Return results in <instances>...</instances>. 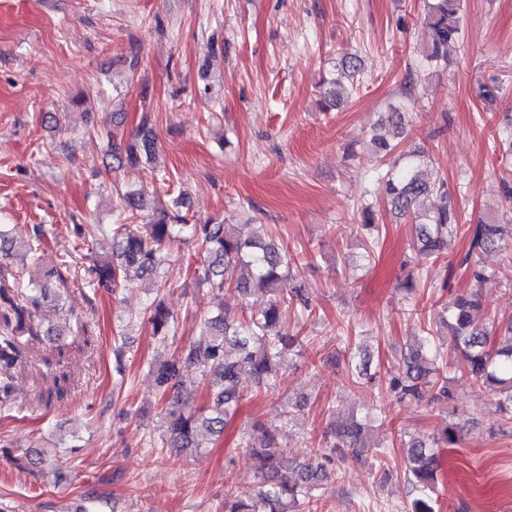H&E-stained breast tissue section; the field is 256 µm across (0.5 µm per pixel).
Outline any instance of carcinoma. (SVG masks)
Listing matches in <instances>:
<instances>
[{"mask_svg": "<svg viewBox=\"0 0 512 512\" xmlns=\"http://www.w3.org/2000/svg\"><path fill=\"white\" fill-rule=\"evenodd\" d=\"M462 0H429L423 22L430 39L423 50L427 67L448 61V46L462 36L459 12ZM403 104L392 106L381 128L370 138L378 157L390 153L395 145L383 133L389 129L397 134L404 121ZM103 138L113 143L112 160L121 167L125 163L152 166L157 153L156 136L150 119L143 116L134 140L121 146L115 143L118 132L106 129ZM431 164L430 156L412 153L403 162L387 170L386 204L397 216H408L416 224L413 248L419 253L440 258L448 243L458 235L461 225L454 209L448 204V183L423 177V169ZM125 207L134 212L148 205L146 190L123 194ZM361 227L370 239L365 249L371 251L380 233L375 222L374 207H361ZM76 237L88 242L99 236L112 235V260H94L88 273L100 285L114 292L126 286L135 276L156 274L168 266L169 245L180 241L193 245L202 255L198 279L216 292L235 285L240 293L251 299L255 292L270 298L250 304L249 317L237 325L219 314L204 321L198 335L177 350L173 358L157 367L156 380L162 393L174 386L179 367L190 365L200 369L203 376L213 377L209 391V412L198 415L188 411L180 392L166 398L165 416L169 430L164 444L169 448L191 451L200 448L202 433L219 436L224 424L236 410L240 394L239 375L247 371L259 386L267 387L277 376L285 353L299 344L298 333L284 326L285 310L311 311V297L305 285L292 275L296 259L272 240L259 235L244 238L233 224L211 220L191 224L182 215L165 209L152 213L144 230L133 231L127 224H76ZM469 250L459 263L458 270L473 286L455 295L440 310L431 312L429 325L423 329V342L403 358L399 373L389 379L390 390L396 398L409 404L427 399L449 401L452 392L448 379L442 374V363L453 351L464 363L466 374L476 384L495 392L498 412L512 422V319L493 331V326L480 323L475 314L481 309V289L489 280L485 269L472 260L480 253L512 254V225L479 221L465 230ZM43 226H34L32 233L19 240L0 226V408L9 407L15 400L14 376L32 367L30 352L34 346L49 338L59 342L63 336L76 343L87 333L85 324L74 314H68V326H45L40 312L48 299L47 283L54 281L66 287L63 263L44 262ZM149 322L161 343L176 336L177 322L161 300L149 306ZM69 343V344H71ZM69 344L54 347L56 359L46 357L37 372L43 379H52L48 392L61 396V382L66 375L53 370L61 362ZM450 350H445V346ZM347 375L366 376L365 358L351 351L344 361ZM366 424L357 419L331 429L326 445L317 449L314 461L299 462L287 455L275 437L259 423L243 433L240 447L259 460V482L249 499L224 498V512H299L301 501L335 473V461L351 448L355 453L370 449L364 441ZM463 428L454 420L443 422L436 433L427 437H408L407 481L417 491L410 512H436L435 494L440 467L438 449L452 448L462 441Z\"/></svg>", "mask_w": 512, "mask_h": 512, "instance_id": "cac0c4a2", "label": "carcinoma"}]
</instances>
